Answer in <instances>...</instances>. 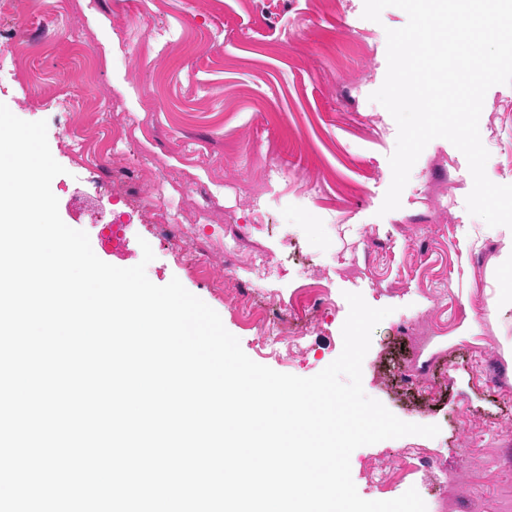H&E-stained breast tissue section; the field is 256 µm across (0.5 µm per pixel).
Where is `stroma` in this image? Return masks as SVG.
<instances>
[{"mask_svg": "<svg viewBox=\"0 0 512 512\" xmlns=\"http://www.w3.org/2000/svg\"><path fill=\"white\" fill-rule=\"evenodd\" d=\"M363 8L364 0H12L0 46L21 38V71L0 69V102L20 119L46 121L65 169L51 183L60 217L88 233L96 256L128 268L149 243V280L178 279L256 363L314 376L342 351L345 293L390 308L363 360V389L399 419L440 432L354 450L359 495L391 500L413 488L427 503L446 496L449 512H497L467 481L512 466V401L500 394L512 390L500 352L512 339V306L492 320L484 313L512 283V268L497 263L505 229L468 213L467 160L444 139L419 156L400 208L380 214L398 129L370 96L386 76V32L407 15L389 7L374 22ZM65 89L75 109L48 110ZM132 114L145 133L119 143L100 172L74 165L71 131L99 149ZM479 130L488 178L512 184V85L488 90ZM162 176L178 183L183 208L207 204L210 222L186 236L154 234L149 205ZM116 212L126 235L112 250L98 226ZM256 251L278 262L264 289L252 285ZM215 277L226 287L213 288ZM310 283L329 289L332 316L305 301ZM246 293L274 328L305 330L300 350L285 359L258 351V329L235 308ZM409 369L426 392L402 380ZM466 418L487 426L481 453L468 451ZM409 443L426 448L428 461L388 491L373 489L367 466Z\"/></svg>", "mask_w": 512, "mask_h": 512, "instance_id": "1", "label": "stroma"}]
</instances>
